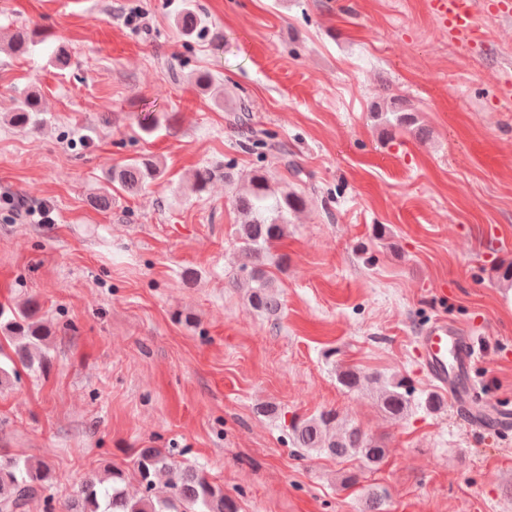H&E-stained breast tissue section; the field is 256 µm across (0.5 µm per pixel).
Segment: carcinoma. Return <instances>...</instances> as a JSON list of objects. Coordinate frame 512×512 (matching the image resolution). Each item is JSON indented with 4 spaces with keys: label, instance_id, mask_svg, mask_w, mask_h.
Masks as SVG:
<instances>
[{
    "label": "carcinoma",
    "instance_id": "carcinoma-1",
    "mask_svg": "<svg viewBox=\"0 0 512 512\" xmlns=\"http://www.w3.org/2000/svg\"><path fill=\"white\" fill-rule=\"evenodd\" d=\"M198 26V16L186 8L178 18V27L186 34ZM39 32L32 30L14 35L8 51L17 56L28 54L37 43ZM374 118L383 132L390 136L395 131L427 133L418 113L394 107L377 111ZM43 107L40 95L28 93L14 103L8 123L14 127L38 130L43 126ZM160 174L159 166L148 159L134 160L112 169L109 185L96 196V205H112V191L137 193ZM216 171L208 166L197 168L191 178L196 193L206 191ZM237 210L245 216L238 228V244L242 256L241 271L246 273L244 284L248 288L247 300L256 311L276 316L281 301L275 289L274 278L268 267L280 265L286 255L278 253L280 242L286 235L288 215L307 206L304 195L289 191L278 193L272 189L267 176L254 171L246 191L235 200ZM40 306L32 301L15 311L0 307V329L13 343L14 353L28 368L43 367L46 358L40 354L48 344L50 329L37 319ZM379 375L347 367L338 370L337 381L352 391L362 388ZM414 388L403 378L393 377L379 394V406L391 420L405 417ZM295 444L309 451L323 452L345 461L357 457L371 467L386 455L383 442L366 434L358 425L342 420L333 409L298 418L291 424ZM133 476L141 487L137 496L125 490L126 471L116 465L103 469V474L85 479L76 492L78 512H239L237 501L224 494L208 476L190 466L183 467L163 448H142L133 463ZM40 498L47 507L54 502V482L49 463L41 459H0V512H27L29 504Z\"/></svg>",
    "mask_w": 512,
    "mask_h": 512
}]
</instances>
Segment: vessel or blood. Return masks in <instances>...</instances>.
Wrapping results in <instances>:
<instances>
[{
  "label": "vessel or blood",
  "instance_id": "vessel-or-blood-1",
  "mask_svg": "<svg viewBox=\"0 0 512 512\" xmlns=\"http://www.w3.org/2000/svg\"><path fill=\"white\" fill-rule=\"evenodd\" d=\"M473 0H429V9L441 27L470 40L477 29ZM418 351L432 379L455 398L472 386L470 372L477 356L473 337L460 335L447 319H435L418 341Z\"/></svg>",
  "mask_w": 512,
  "mask_h": 512
}]
</instances>
